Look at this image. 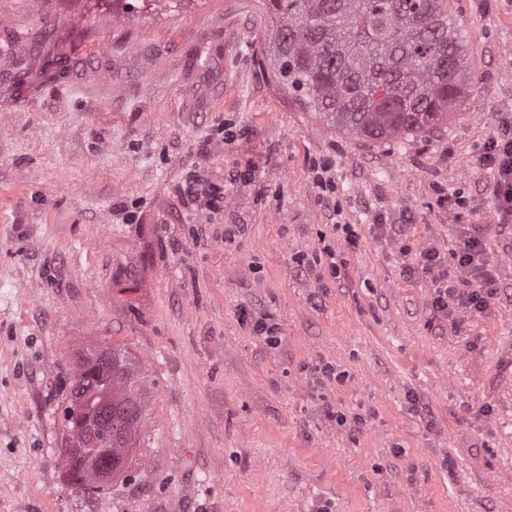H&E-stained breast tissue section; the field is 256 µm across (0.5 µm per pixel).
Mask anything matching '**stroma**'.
<instances>
[{
	"label": "stroma",
	"instance_id": "stroma-1",
	"mask_svg": "<svg viewBox=\"0 0 512 512\" xmlns=\"http://www.w3.org/2000/svg\"><path fill=\"white\" fill-rule=\"evenodd\" d=\"M447 5L463 102L371 142L277 79L260 0H0V512H512V228L477 163L512 0ZM470 236L496 293L448 318L422 256L456 281ZM111 345L146 426L88 495L54 385ZM70 447L71 448H65L70 462L67 472L69 482L78 489L83 490L86 494L102 491L103 487L94 485L95 483L91 481L90 477L80 469L79 462L76 459V450L72 447V444Z\"/></svg>",
	"mask_w": 512,
	"mask_h": 512
}]
</instances>
